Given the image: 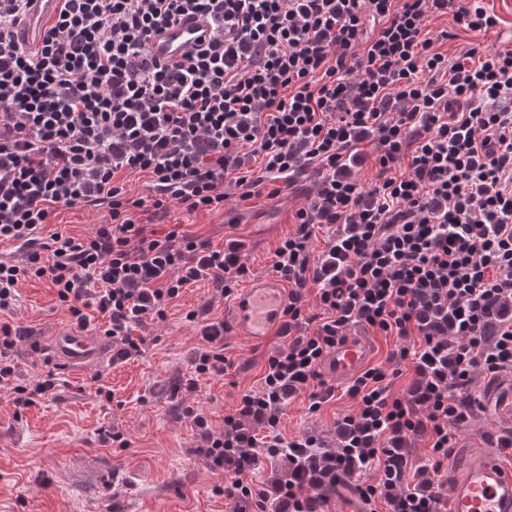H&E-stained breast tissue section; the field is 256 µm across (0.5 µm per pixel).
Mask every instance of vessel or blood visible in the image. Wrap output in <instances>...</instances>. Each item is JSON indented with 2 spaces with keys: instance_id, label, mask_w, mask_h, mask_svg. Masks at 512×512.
I'll use <instances>...</instances> for the list:
<instances>
[{
  "instance_id": "obj_1",
  "label": "vessel or blood",
  "mask_w": 512,
  "mask_h": 512,
  "mask_svg": "<svg viewBox=\"0 0 512 512\" xmlns=\"http://www.w3.org/2000/svg\"><path fill=\"white\" fill-rule=\"evenodd\" d=\"M55 5V0H34L24 26L26 39L40 38ZM207 36L202 21L185 20L155 37L151 51L159 59L175 60ZM283 304L279 282L267 278L241 292L235 302L233 320L243 334L263 336L278 320ZM101 346L100 337L77 329L58 331L52 344L57 357L71 366L94 359ZM367 354L366 338L350 336L327 356L325 366L329 374L349 378L359 371ZM450 506L451 512H512V467H502L490 455L474 461L456 483Z\"/></svg>"
}]
</instances>
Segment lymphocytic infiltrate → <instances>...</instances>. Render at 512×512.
<instances>
[{
  "mask_svg": "<svg viewBox=\"0 0 512 512\" xmlns=\"http://www.w3.org/2000/svg\"><path fill=\"white\" fill-rule=\"evenodd\" d=\"M31 5L0 0V242L39 236L0 262V389L14 408L60 384L51 372L14 382L18 344L40 349L15 319L23 280L48 278L74 328L101 316L113 363L126 362L146 344L134 328L165 319L186 286L221 298L250 273L240 239L159 233L170 205L220 211L230 194L272 198L275 182L307 175L275 251L285 343L260 389L218 432L195 406L177 409L233 512H326L341 487L361 512H442L438 477L481 408L475 384L512 371V49L469 43L451 57L450 32L428 23L449 15L481 33L498 16L478 0H56L31 45L17 33ZM185 17L205 21L208 40L173 63L153 58L152 40ZM139 178L147 195L129 189ZM75 207L109 220L82 238L55 228ZM311 295L319 312L305 308ZM212 308L186 315L201 344L173 393L234 366ZM356 325L395 342L347 387L356 410L333 442L285 439L293 397L312 413L334 399L321 367ZM262 455L287 477L246 481Z\"/></svg>",
  "mask_w": 512,
  "mask_h": 512,
  "instance_id": "1",
  "label": "lymphocytic infiltrate"
}]
</instances>
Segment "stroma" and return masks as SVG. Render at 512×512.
Segmentation results:
<instances>
[{
    "instance_id": "stroma-1",
    "label": "stroma",
    "mask_w": 512,
    "mask_h": 512,
    "mask_svg": "<svg viewBox=\"0 0 512 512\" xmlns=\"http://www.w3.org/2000/svg\"><path fill=\"white\" fill-rule=\"evenodd\" d=\"M501 18L496 30L474 33L453 20L441 17L431 23L455 33L449 54L466 43L497 49L512 36V0H481ZM304 203L301 187L285 188L272 199L242 201L230 198L219 212L186 211L171 207L168 223L222 243L235 235L246 244L244 260L252 280L272 272L275 251L294 228V214ZM16 313L35 331L41 352L20 344L14 355L20 381L30 382L46 373L43 354L53 335L68 325L47 281L30 279L19 288ZM213 314L230 315L231 299H214L210 285L187 287L166 320L145 321L137 329L147 339L142 356L121 364L110 357L76 369L60 364L63 380L57 399H46L15 410L0 398V512H232L234 503L218 492V482L197 452L200 439L190 419L178 417L172 384L190 372V359L201 338L185 314L207 301ZM276 333L254 339L230 330L224 336L225 354L237 369L221 379H203L190 400L207 415L214 430H221L225 414L232 412L241 394L259 389L268 356L280 347ZM101 375L112 391L111 402L95 395ZM338 393L315 414L306 398H294L281 420L284 437L310 433L326 441L334 439L338 418L354 411L356 404L337 382ZM477 392L485 406L472 427L458 439L442 481L443 494H451L464 464L481 458L488 450L483 431L512 430V372L495 383L479 381ZM122 433L129 445L114 448L101 440V430ZM123 487L113 497V487Z\"/></svg>"
}]
</instances>
